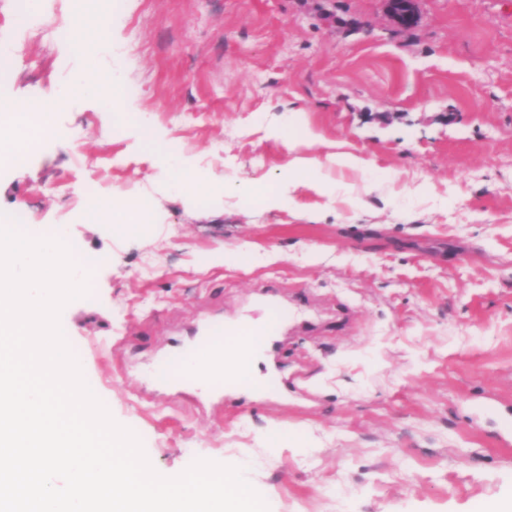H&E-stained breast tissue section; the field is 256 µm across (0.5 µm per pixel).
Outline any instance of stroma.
Segmentation results:
<instances>
[{
    "instance_id": "obj_1",
    "label": "stroma",
    "mask_w": 512,
    "mask_h": 512,
    "mask_svg": "<svg viewBox=\"0 0 512 512\" xmlns=\"http://www.w3.org/2000/svg\"><path fill=\"white\" fill-rule=\"evenodd\" d=\"M123 0L118 75L136 111L61 104L56 131L0 170V213L106 257L60 323L114 420L173 477L236 460L269 512H477L512 497V0ZM10 94L84 64L0 0ZM291 131L288 149L275 129ZM318 141L305 143L306 131ZM364 160L337 171V148ZM322 159L329 192L288 179ZM207 186L177 188L170 161ZM146 200L147 224L75 201ZM288 318L257 391L170 387L194 327ZM387 12L401 30L413 28L420 20L415 0H385ZM321 166V161L316 156H296L288 166V179L299 184H309L311 187L321 190L323 185L315 181H307L306 177Z\"/></svg>"
}]
</instances>
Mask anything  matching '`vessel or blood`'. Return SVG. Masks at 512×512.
I'll list each match as a JSON object with an SVG mask.
<instances>
[{"label": "vessel or blood", "mask_w": 512, "mask_h": 512, "mask_svg": "<svg viewBox=\"0 0 512 512\" xmlns=\"http://www.w3.org/2000/svg\"><path fill=\"white\" fill-rule=\"evenodd\" d=\"M283 318L282 311L269 307L260 320H242L233 325L221 322L206 324L198 329V338L192 349L182 350L169 365L170 379L175 385L190 389L206 387L215 395L238 384L237 370L226 362L221 351L223 339L228 335L252 337L255 347L261 348L273 336ZM196 362V369H188V362Z\"/></svg>", "instance_id": "1"}]
</instances>
